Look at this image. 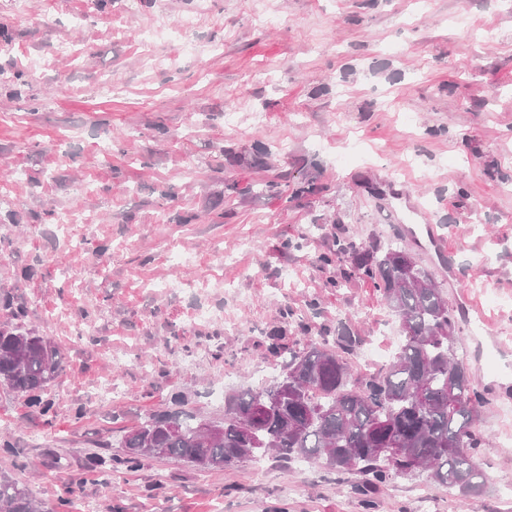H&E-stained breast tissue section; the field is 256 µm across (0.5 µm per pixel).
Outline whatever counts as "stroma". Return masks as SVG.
Here are the masks:
<instances>
[{"mask_svg":"<svg viewBox=\"0 0 512 512\" xmlns=\"http://www.w3.org/2000/svg\"><path fill=\"white\" fill-rule=\"evenodd\" d=\"M0 25V323L63 355L49 413L0 386V473L42 512H420L424 486L431 512H512V400L491 396L475 496L418 472L370 508L355 475L271 454L97 464L156 412L223 423L216 388L278 374L270 336L356 337L357 377L392 353L372 280L319 261L340 239L406 246L461 354L465 294L512 338V0H0Z\"/></svg>","mask_w":512,"mask_h":512,"instance_id":"35a3bbf8","label":"stroma"}]
</instances>
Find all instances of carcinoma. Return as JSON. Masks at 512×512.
<instances>
[{"mask_svg": "<svg viewBox=\"0 0 512 512\" xmlns=\"http://www.w3.org/2000/svg\"><path fill=\"white\" fill-rule=\"evenodd\" d=\"M352 256V275L376 281L400 322L404 339L388 365L364 377L352 375L345 354L352 339L331 348L311 343L289 352L273 382L228 396L224 435H197L200 418L182 412L150 415L125 436L113 464L133 468L150 454L183 459L202 470L224 469L255 455L282 460L322 459L359 476L354 490L366 498L388 481L420 469L461 496L477 495L483 483L473 463L485 436L478 426L483 396L472 386L469 368L456 349L457 321L431 274L405 248L390 244L379 256L357 255L351 242L321 256L327 267ZM62 365L59 348L34 331L0 324V384L29 395L44 412L41 394ZM292 390L265 412L272 383ZM0 512H39L28 490L0 476Z\"/></svg>", "mask_w": 512, "mask_h": 512, "instance_id": "1", "label": "carcinoma"}]
</instances>
